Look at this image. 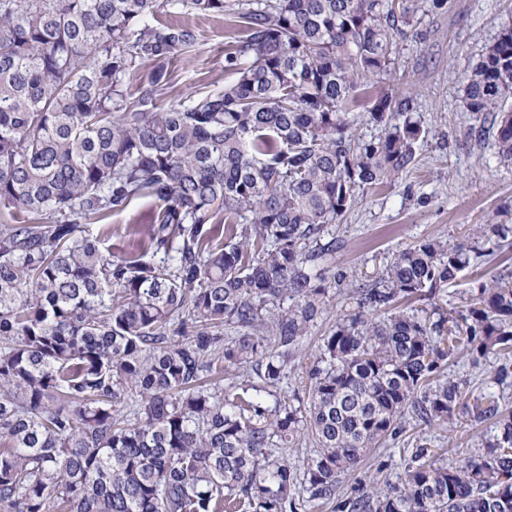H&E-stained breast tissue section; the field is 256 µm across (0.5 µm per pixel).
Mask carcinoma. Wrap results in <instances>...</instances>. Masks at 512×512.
I'll list each match as a JSON object with an SVG mask.
<instances>
[{"instance_id": "obj_1", "label": "carcinoma", "mask_w": 512, "mask_h": 512, "mask_svg": "<svg viewBox=\"0 0 512 512\" xmlns=\"http://www.w3.org/2000/svg\"><path fill=\"white\" fill-rule=\"evenodd\" d=\"M226 16L235 79L166 110L167 64L194 27L161 6ZM446 0H0V512H298L297 471L271 448L310 428L306 501L333 512H512V413L445 376L465 351L512 387V270L448 287L483 243L423 239L365 283L321 267L333 225L417 164L413 98L381 83L418 11ZM150 62L148 78L131 75ZM379 129L353 134L350 112ZM512 24L464 78L461 104L512 162ZM158 204L151 256L115 258L89 221ZM224 223V236L215 225ZM331 288L356 304L322 338L309 409L262 393ZM434 302L425 315L403 303ZM253 363L262 384L205 383ZM133 399L127 416L117 405ZM499 434L455 467L420 444L399 484L339 478L456 410Z\"/></svg>"}]
</instances>
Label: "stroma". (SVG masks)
Listing matches in <instances>:
<instances>
[{
  "instance_id": "1",
  "label": "stroma",
  "mask_w": 512,
  "mask_h": 512,
  "mask_svg": "<svg viewBox=\"0 0 512 512\" xmlns=\"http://www.w3.org/2000/svg\"><path fill=\"white\" fill-rule=\"evenodd\" d=\"M161 16L190 24L198 32L192 52L168 66L170 81L159 97L161 108L231 81V74L224 71V56L241 39L239 29L224 17L199 16L168 5ZM511 19L512 0H447L442 9L418 12L419 37L399 44L390 83L416 98L415 117L425 131L419 164L406 178L367 190L348 210L336 227L343 245L329 262L333 270L363 282L380 272L394 252L417 241L441 237L453 245L467 228L512 224V164L498 159L492 140L469 139L473 118L459 101L465 74ZM154 209L153 202L137 200L112 215V235L105 239V247L116 256L147 247ZM353 307L347 296L330 294L324 313L285 368L278 399L307 404L309 371L321 340ZM498 364L491 356L475 368L461 357L449 363L447 374L467 390L487 393L496 389L493 375ZM494 433L492 423L474 425L460 415L449 423L408 427L398 440L367 456L360 473L341 476L340 489L351 492L363 475L400 483L413 448L423 442L438 449L437 465H458L477 454Z\"/></svg>"
}]
</instances>
